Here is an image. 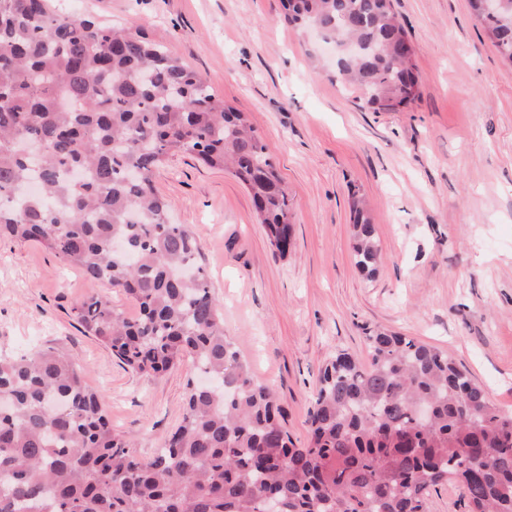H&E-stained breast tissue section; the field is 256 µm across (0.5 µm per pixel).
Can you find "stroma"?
I'll return each instance as SVG.
<instances>
[{"instance_id": "1", "label": "stroma", "mask_w": 512, "mask_h": 512, "mask_svg": "<svg viewBox=\"0 0 512 512\" xmlns=\"http://www.w3.org/2000/svg\"><path fill=\"white\" fill-rule=\"evenodd\" d=\"M59 9L143 32L242 112L277 159L290 202L280 256L230 173L179 153L152 181L174 223L197 236L224 334L279 397L295 444L326 360L367 356L366 328L448 352L512 411V63L469 0H393L413 48L418 98L397 112L362 107L321 63L316 39L281 0H56ZM383 260L362 273L354 202ZM103 293L36 244L0 239V355L53 348L82 369L134 453L164 447L182 414L190 362L162 376L120 363L73 309Z\"/></svg>"}]
</instances>
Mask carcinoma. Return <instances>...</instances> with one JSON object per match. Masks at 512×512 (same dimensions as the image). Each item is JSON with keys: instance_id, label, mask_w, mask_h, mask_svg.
Instances as JSON below:
<instances>
[{"instance_id": "1", "label": "carcinoma", "mask_w": 512, "mask_h": 512, "mask_svg": "<svg viewBox=\"0 0 512 512\" xmlns=\"http://www.w3.org/2000/svg\"><path fill=\"white\" fill-rule=\"evenodd\" d=\"M512 63V0H469ZM285 18L339 47L336 74L366 103L418 96L391 0H283ZM44 148L39 158L24 152ZM175 152L228 169L252 197L276 253L290 205L275 159L241 112L141 31L0 0V237L34 242L90 282L124 291L128 318L99 295L73 308L121 363L158 375L192 358L182 419L141 458L63 355L0 359V512H427L457 482L469 512H512V412L448 354L366 329L368 362L337 353L321 370L309 437L296 445L271 388L224 336L197 238L174 224L151 174ZM362 270L375 229L354 204Z\"/></svg>"}]
</instances>
